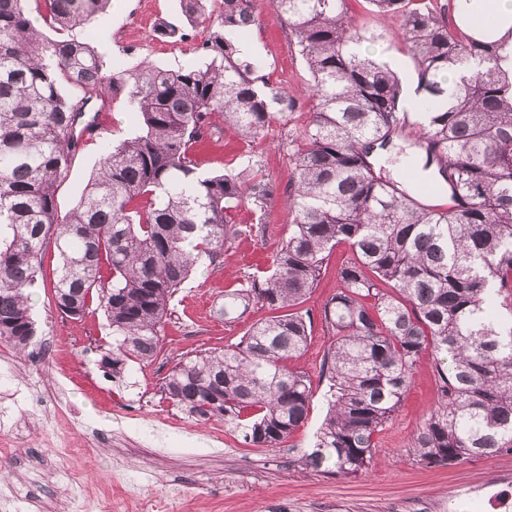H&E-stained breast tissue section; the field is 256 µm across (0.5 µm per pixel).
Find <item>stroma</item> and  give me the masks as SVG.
<instances>
[{"mask_svg":"<svg viewBox=\"0 0 512 512\" xmlns=\"http://www.w3.org/2000/svg\"><path fill=\"white\" fill-rule=\"evenodd\" d=\"M145 12L168 25L189 27L180 0H112L111 8L87 27L107 69L118 64L128 69L144 60L165 68L198 62L192 38L169 45L150 27L127 41L128 24ZM256 14L249 39L265 62L266 76L272 84L301 93L309 75L287 24L275 18L269 0H257ZM311 116L312 104L303 100L295 112L272 125L261 145L248 146L227 130L221 139L198 146L202 170L236 173L251 164L274 184L275 193L266 219H259L248 203L235 211L241 236L225 249L220 262L202 264L175 295L153 360L127 364L116 375L102 366L103 355L112 348L104 311L95 306L76 320L56 310L49 287L57 260L54 246H47L43 285L31 301L37 327L32 347L58 346L59 366L36 369L0 342V407L33 423L25 437L0 426V456L9 462L0 468V512H70L76 499L81 512H101L106 504L113 512H124L130 489L125 476L131 471L142 473L143 487L159 502V512H443V505L462 488L491 483L498 485L503 499L512 501V453L470 458L451 467H425L415 460L411 439L437 404V374L427 353L398 410L375 435L366 472L343 478L300 465L327 411L329 383L323 363L335 335L321 308L339 286L338 269L354 259L345 244L327 257L304 304L313 318L312 332L306 349L289 365L310 381V412L305 425L280 447L246 443L240 430L223 419L192 413L165 395V378L181 360L233 346L251 321L269 317V309L258 304L233 323L224 322L216 311L225 292L238 288L244 277L271 268L288 236L290 141ZM97 123L98 135L73 159L56 190L60 213L79 201L101 161L102 143L132 136L139 128L136 112L122 97L102 108ZM160 408L174 423L164 449L144 436ZM121 411L128 414L126 425L102 439L97 425L111 426L113 414ZM217 428L224 431L219 445L210 437Z\"/></svg>","mask_w":512,"mask_h":512,"instance_id":"stroma-1","label":"stroma"}]
</instances>
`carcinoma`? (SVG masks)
Segmentation results:
<instances>
[{"label":"carcinoma","instance_id":"carcinoma-1","mask_svg":"<svg viewBox=\"0 0 512 512\" xmlns=\"http://www.w3.org/2000/svg\"><path fill=\"white\" fill-rule=\"evenodd\" d=\"M309 73L311 120L294 152L288 238L264 278L224 294L217 314L260 318L239 343L179 362L165 393L193 413L237 421L245 441L275 448L304 425L311 387L288 368L310 318L300 310L325 259L347 244L355 261L322 307L336 341L324 359L328 411L307 469L349 477L368 469L374 436L398 409L420 356L430 353L438 402L410 447L426 467L512 452V74L498 43L478 42L434 0H369L402 16L396 39L417 70L407 111L402 80L354 53L375 40L347 0H271ZM35 8H30V4ZM111 0H0V341L19 352L36 335L29 300L44 247L55 240V308L85 313L93 300L112 329V371L152 359L175 294L204 260L216 262L242 230L248 201L266 217L273 188L256 171L198 173L192 147L222 118L247 144L295 110L298 99L261 74L237 43L257 22L254 0H181L203 25L201 62H144L107 73L83 26ZM56 33L42 35L34 17ZM459 72L451 87L441 78ZM126 94L141 130L109 144L77 205L61 216L55 192L94 126L90 104ZM422 169L448 208L422 205L385 180L374 158L407 125ZM375 299L369 305L367 298Z\"/></svg>","mask_w":512,"mask_h":512}]
</instances>
